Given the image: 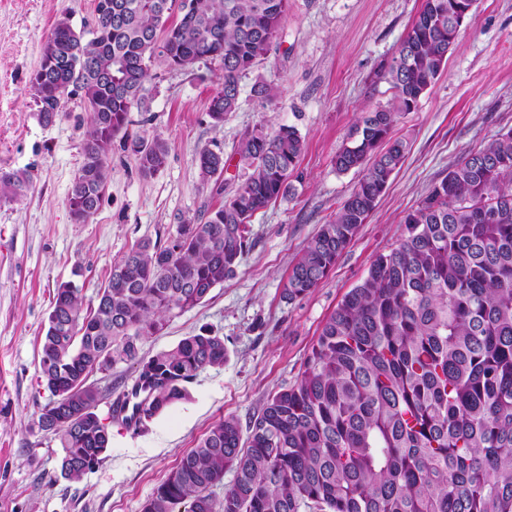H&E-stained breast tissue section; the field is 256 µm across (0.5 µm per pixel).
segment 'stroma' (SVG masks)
I'll return each instance as SVG.
<instances>
[{
    "label": "stroma",
    "instance_id": "1",
    "mask_svg": "<svg viewBox=\"0 0 512 512\" xmlns=\"http://www.w3.org/2000/svg\"><path fill=\"white\" fill-rule=\"evenodd\" d=\"M421 5L291 0L278 40L241 76L240 107L220 127L207 117L221 88L216 63L154 67L148 108L130 112L129 131L164 140L167 164L142 176L134 155L113 145L103 203L78 224L66 196L84 161L87 106L69 98L55 124L43 126L29 78L57 21L66 15L75 29L93 25L95 0H0V169L31 178L23 195L0 196V512H143L215 422L232 416L248 425L270 396L295 383L324 321L375 256L395 246L405 215L449 166L512 127V0H478L443 74L394 128L410 149L367 223L316 288L282 299L296 255L360 179L353 170L337 172L333 158L361 113L390 97L389 84L373 72L395 54ZM262 80L278 84L275 101L253 95ZM257 124L292 125L304 139L294 193L255 215L252 245L223 286L142 343L150 356L205 328L224 338L223 366L187 383L186 398L145 430L113 420L96 467L77 480L65 477L59 440L38 425L51 399L38 364L56 286L81 285L85 306H95L113 263L135 243L167 240L219 204L213 181L202 177L201 151L223 155L226 188L246 178L238 144ZM136 376L127 364L90 375L103 394L101 417Z\"/></svg>",
    "mask_w": 512,
    "mask_h": 512
}]
</instances>
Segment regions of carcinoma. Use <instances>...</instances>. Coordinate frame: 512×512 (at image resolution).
I'll return each mask as SVG.
<instances>
[{
    "instance_id": "cac0c4a2",
    "label": "carcinoma",
    "mask_w": 512,
    "mask_h": 512,
    "mask_svg": "<svg viewBox=\"0 0 512 512\" xmlns=\"http://www.w3.org/2000/svg\"><path fill=\"white\" fill-rule=\"evenodd\" d=\"M477 0H423L399 50L375 77L391 97L364 112L336 153L339 171L363 177L307 241L282 298L307 295L328 275L375 210L407 152L392 136L441 76L448 52ZM289 0H112L116 18L95 8L76 31L60 18L29 84L42 123L78 93L89 110L84 162L67 196L72 217L88 221L110 178L114 141L152 176L167 161L159 138H130L129 113L151 97L154 66L183 71L218 64L221 89L207 116L224 125L239 108L242 74L278 38ZM66 57L61 70H46ZM304 150L293 126L257 125L240 138L251 170L197 222L166 243L140 240L112 265L84 308L81 289L57 286L39 354L52 400L38 424L60 441L61 473L78 479L109 448L99 424L102 365L136 366L142 394L135 428L183 399L186 383L224 365V338L210 331L147 358L141 343L224 285L250 248L254 215L293 190ZM202 173L224 170L205 150ZM29 177L0 172V190L20 195ZM69 422L52 419L53 405ZM234 472L216 498L213 488ZM512 512V128L467 153L408 213L394 247L378 254L360 284L327 317L296 382L269 398L242 438L238 420L216 422L157 487L144 512Z\"/></svg>"
}]
</instances>
